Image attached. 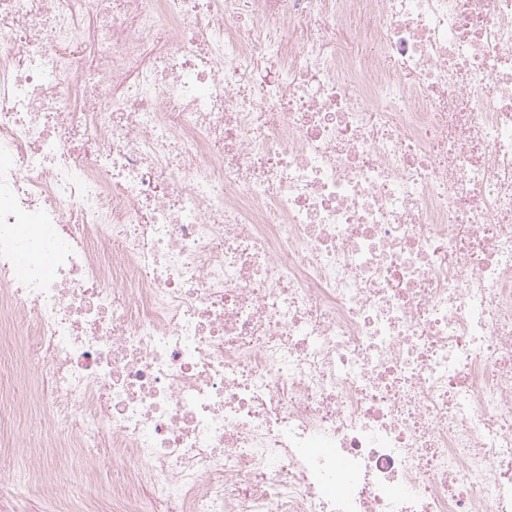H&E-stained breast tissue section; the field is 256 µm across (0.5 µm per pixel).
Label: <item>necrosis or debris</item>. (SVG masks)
I'll return each instance as SVG.
<instances>
[{"instance_id": "obj_1", "label": "necrosis or debris", "mask_w": 512, "mask_h": 512, "mask_svg": "<svg viewBox=\"0 0 512 512\" xmlns=\"http://www.w3.org/2000/svg\"><path fill=\"white\" fill-rule=\"evenodd\" d=\"M0 317L113 512H512V0H0ZM119 470V463L116 462L113 467L112 458L107 460L104 464L99 466L97 482L92 486V489H95L99 493L112 495V486L118 482V478L120 477V473L117 472Z\"/></svg>"}]
</instances>
